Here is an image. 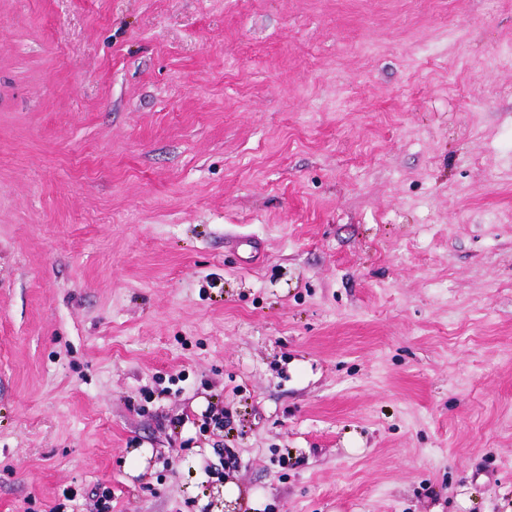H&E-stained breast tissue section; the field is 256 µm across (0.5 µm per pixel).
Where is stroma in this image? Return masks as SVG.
Here are the masks:
<instances>
[{"label": "stroma", "mask_w": 512, "mask_h": 512, "mask_svg": "<svg viewBox=\"0 0 512 512\" xmlns=\"http://www.w3.org/2000/svg\"><path fill=\"white\" fill-rule=\"evenodd\" d=\"M509 52L512 0H0V512H512Z\"/></svg>", "instance_id": "obj_1"}]
</instances>
